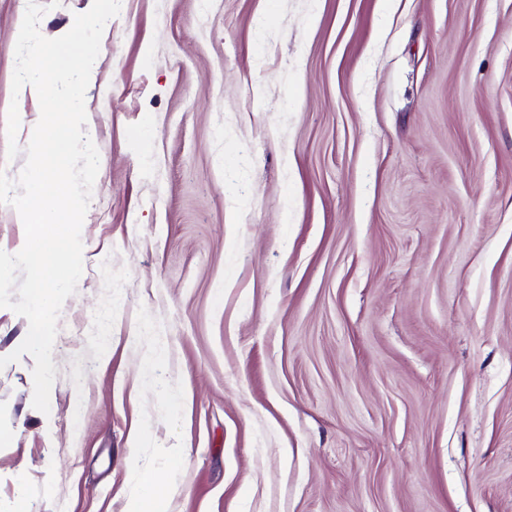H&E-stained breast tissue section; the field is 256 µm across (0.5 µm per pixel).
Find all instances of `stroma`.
I'll return each instance as SVG.
<instances>
[{
    "instance_id": "35a3bbf8",
    "label": "stroma",
    "mask_w": 512,
    "mask_h": 512,
    "mask_svg": "<svg viewBox=\"0 0 512 512\" xmlns=\"http://www.w3.org/2000/svg\"><path fill=\"white\" fill-rule=\"evenodd\" d=\"M0 0V170L12 97ZM39 24L67 33L90 0ZM57 324L0 369V512H512V0H121ZM174 485L167 472L144 470L129 495L126 512H166Z\"/></svg>"
}]
</instances>
